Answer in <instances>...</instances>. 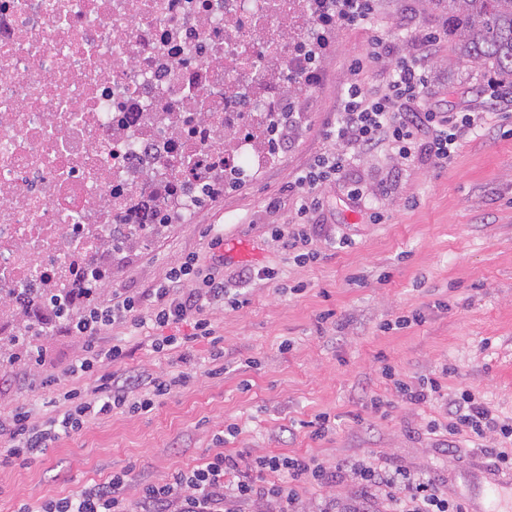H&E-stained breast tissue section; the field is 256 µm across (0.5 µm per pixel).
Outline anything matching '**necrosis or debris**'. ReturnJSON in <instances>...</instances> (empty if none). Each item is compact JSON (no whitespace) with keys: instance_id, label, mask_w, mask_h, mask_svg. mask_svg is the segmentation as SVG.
Listing matches in <instances>:
<instances>
[{"instance_id":"necrosis-or-debris-1","label":"necrosis or debris","mask_w":512,"mask_h":512,"mask_svg":"<svg viewBox=\"0 0 512 512\" xmlns=\"http://www.w3.org/2000/svg\"><path fill=\"white\" fill-rule=\"evenodd\" d=\"M334 0H0V335L28 288H76L149 214L269 167L302 111Z\"/></svg>"}]
</instances>
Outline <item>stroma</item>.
<instances>
[{
  "instance_id": "obj_1",
  "label": "stroma",
  "mask_w": 512,
  "mask_h": 512,
  "mask_svg": "<svg viewBox=\"0 0 512 512\" xmlns=\"http://www.w3.org/2000/svg\"><path fill=\"white\" fill-rule=\"evenodd\" d=\"M440 6L426 0H375L371 22L337 29L317 64L323 78L314 89L312 111L303 113L301 133L267 170L206 199L190 224H171L140 248L112 257L113 292L135 294L162 281L187 258L214 263L224 258L229 287H243L246 304L215 306L209 317L224 351V370L212 374V346L196 341L192 358L157 351L163 329H107L102 345L122 344L127 356L118 372L189 373L187 385L147 414L120 411L64 438L27 466H0V512L37 504L49 496L76 494L82 487L131 469L132 480H159L176 468H192L216 452L243 462L265 454L314 456L336 464L363 456L434 477L449 497L483 496L465 475L488 468L481 447L461 439L446 448L432 434L442 403L412 407L395 395L384 374L417 382L439 379L443 390H468L512 419V118L506 100H493L489 79L476 64L455 63L448 41L436 47L428 77V102L440 111L484 112L485 126L471 135L452 163L439 169L422 161L397 170L385 153L357 160L355 178L392 185L388 196L368 199L384 214L370 223L333 183L321 188L324 207L308 221L314 261L302 264L271 237L292 223L299 206L288 184L327 146L323 132L364 56L372 32L398 50L414 48L409 35L442 27ZM392 62L370 64L356 75L368 90L385 83ZM278 206H270V199ZM224 243L210 249L216 230ZM352 243L337 246L341 235ZM254 277L239 284L238 274ZM421 314L422 323L396 327L399 317ZM392 330H383V323ZM36 346L42 367L24 349L0 342V418L29 404L45 414L56 390L42 387L41 374L59 376L63 388H92L67 369L82 350L81 337L47 326ZM379 410H371L372 398ZM330 414L335 429L311 436L310 421ZM361 488L347 473L335 484L309 489L308 507L336 498L343 512H385L387 503H362Z\"/></svg>"
}]
</instances>
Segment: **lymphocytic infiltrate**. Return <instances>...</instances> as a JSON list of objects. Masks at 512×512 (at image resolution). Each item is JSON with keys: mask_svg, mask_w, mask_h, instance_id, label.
<instances>
[{"mask_svg": "<svg viewBox=\"0 0 512 512\" xmlns=\"http://www.w3.org/2000/svg\"><path fill=\"white\" fill-rule=\"evenodd\" d=\"M439 37L436 31L416 33L418 54L397 59L388 83L378 91H366L355 80L348 82L341 109L324 132L332 149L320 154L291 185L300 202L299 221L276 229L275 240L292 250L306 246L304 222L310 213L323 208L319 188L325 181L341 184L348 201L358 207L368 197L390 193L389 183L367 186L350 177L355 160L386 149L403 167L427 159L444 168L458 146L481 127L483 113L440 112L426 102L427 62ZM225 301L234 307L240 304L239 298L230 296L223 275L201 273L191 259L171 268L163 282L141 294L120 293L107 301L87 299L82 315L63 328L83 340V350L69 366V375L96 373L95 386L62 392L42 417L28 405L16 406L0 420V464L28 465L92 420L116 410L128 414L150 411L186 384L184 372L155 376L109 372V365L122 362L126 351L119 344L102 346L99 339L104 330L115 324L138 329L149 321L159 328L184 324L190 328L181 338L187 346L214 336L209 312ZM393 386L397 396L412 405L443 401L448 421L442 429L448 440L463 433L478 438L498 433L504 446L487 449V458L497 469L512 466V423L473 393L464 391L444 399L442 385L435 379L418 384L397 379ZM346 466L366 494L386 496L390 512H465L460 502L440 490L434 478L364 459L347 461ZM268 472L278 474V481L265 482ZM130 475L127 469L115 472L77 494L46 499L35 509L24 504L18 512H241L255 500L271 503L273 512H297L302 489L334 482L337 473L306 456L261 455L244 469L236 457L217 453L197 467L174 469L159 481L146 479L135 485Z\"/></svg>", "mask_w": 512, "mask_h": 512, "instance_id": "lymphocytic-infiltrate-1", "label": "lymphocytic infiltrate"}]
</instances>
